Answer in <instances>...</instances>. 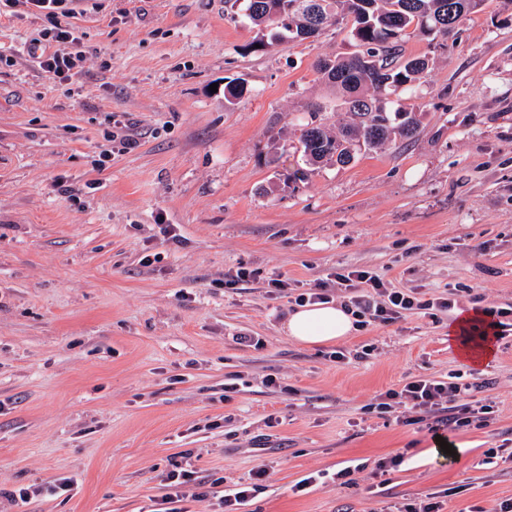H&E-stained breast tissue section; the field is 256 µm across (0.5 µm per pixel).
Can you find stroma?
<instances>
[{"label": "stroma", "instance_id": "stroma-1", "mask_svg": "<svg viewBox=\"0 0 512 512\" xmlns=\"http://www.w3.org/2000/svg\"><path fill=\"white\" fill-rule=\"evenodd\" d=\"M82 7L86 58L65 82L36 59L51 19L0 14V512H158L180 469L199 477L181 512H211L263 464L247 512H383L427 495L443 512H496L512 499V459L484 461L512 452V0H488L445 46L405 43L430 58L415 94H395L421 114L412 141L303 182L288 179L305 165L294 139L334 95L313 64L355 41L330 28L258 48L224 0ZM234 79L248 92L228 107L210 86ZM240 268L252 278L226 287ZM354 268L454 308L356 332L340 349L373 355L336 365L283 321L297 293ZM472 307L509 313L478 366L448 344ZM418 375L471 384L488 426L367 412ZM439 437L462 453L433 454ZM345 468L348 483L296 489ZM60 478L73 490L8 497Z\"/></svg>", "mask_w": 512, "mask_h": 512}]
</instances>
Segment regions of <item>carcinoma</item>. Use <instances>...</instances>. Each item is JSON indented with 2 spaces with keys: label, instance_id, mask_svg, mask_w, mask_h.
<instances>
[{
  "label": "carcinoma",
  "instance_id": "carcinoma-1",
  "mask_svg": "<svg viewBox=\"0 0 512 512\" xmlns=\"http://www.w3.org/2000/svg\"><path fill=\"white\" fill-rule=\"evenodd\" d=\"M243 16L262 33V47L288 38L299 39L312 18L352 37L359 51L326 57L315 71L336 89V111L346 114L338 133L314 120L325 107L312 109L313 121L301 129L300 148L310 165L351 163L356 152L388 141L409 140L419 128L414 108L395 106L398 89L414 92L429 67L425 54L403 57L411 37L431 42L457 33L461 21L479 12L477 0H280L281 15L271 17L265 0H235Z\"/></svg>",
  "mask_w": 512,
  "mask_h": 512
}]
</instances>
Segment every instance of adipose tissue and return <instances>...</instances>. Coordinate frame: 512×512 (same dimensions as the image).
Listing matches in <instances>:
<instances>
[{
	"label": "adipose tissue",
	"mask_w": 512,
	"mask_h": 512,
	"mask_svg": "<svg viewBox=\"0 0 512 512\" xmlns=\"http://www.w3.org/2000/svg\"><path fill=\"white\" fill-rule=\"evenodd\" d=\"M485 320L484 312L473 309L448 328L449 343L457 347L463 359L475 365L487 363L493 358V338L484 335L471 342L465 340L464 333L472 325ZM283 330L291 339L313 347L343 340L351 336L355 327L352 316L341 305L317 303L296 307L288 313Z\"/></svg>",
	"instance_id": "obj_1"
}]
</instances>
